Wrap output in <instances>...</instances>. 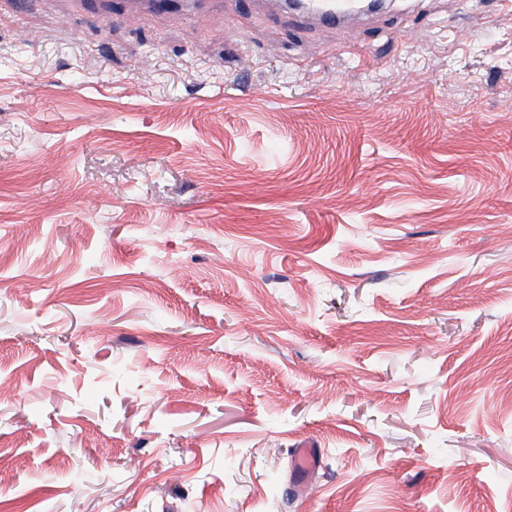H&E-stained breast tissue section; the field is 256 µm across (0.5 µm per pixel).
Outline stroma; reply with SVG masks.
Instances as JSON below:
<instances>
[{"label":"stroma","mask_w":512,"mask_h":512,"mask_svg":"<svg viewBox=\"0 0 512 512\" xmlns=\"http://www.w3.org/2000/svg\"><path fill=\"white\" fill-rule=\"evenodd\" d=\"M1 380L0 512H512V9L0 0ZM323 0H304L303 5L298 8L307 13L317 16L319 19L326 20L331 23H340L348 20L352 15V11L348 8H325ZM313 443H305L302 448H296L294 460L297 472L302 476H307L314 472L319 462L318 448H314Z\"/></svg>","instance_id":"stroma-1"}]
</instances>
